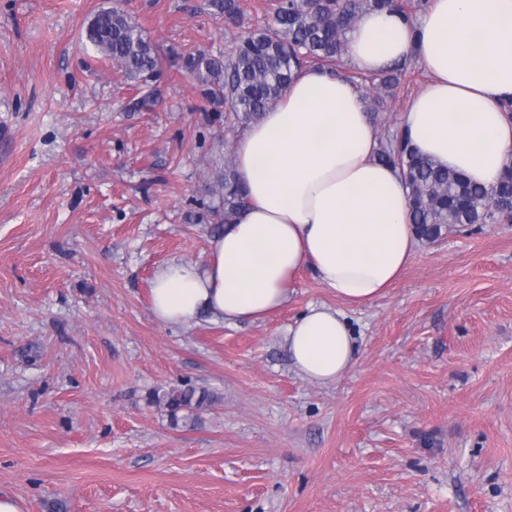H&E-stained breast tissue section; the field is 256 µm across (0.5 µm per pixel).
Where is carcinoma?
<instances>
[{
  "label": "carcinoma",
  "instance_id": "obj_1",
  "mask_svg": "<svg viewBox=\"0 0 512 512\" xmlns=\"http://www.w3.org/2000/svg\"><path fill=\"white\" fill-rule=\"evenodd\" d=\"M225 22L235 25L242 13L240 0H215ZM388 10L411 21L407 0H277L270 19L261 28H246L229 55L199 52L181 58V68L201 87L202 97L213 105H224L242 126L259 120L275 107L293 76L307 67L326 69L337 75L338 62L346 54L348 34L359 18L370 11ZM86 40L105 59L119 65L143 94L128 103V110L149 111L156 104L153 84L160 74L155 46L120 7L98 11L85 31ZM403 65L396 63L377 73L372 81L394 94ZM379 160L401 170L407 187L412 223L421 238L437 240L448 226L512 224V166L487 190L461 175L408 148L401 130L387 135L380 144ZM219 205L214 213L233 219L247 203L248 194L239 181L236 163L224 164ZM213 393L193 386L174 387L153 402L168 408L170 421L195 424L194 412L212 403ZM188 411L178 417L181 411Z\"/></svg>",
  "mask_w": 512,
  "mask_h": 512
}]
</instances>
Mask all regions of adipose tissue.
Segmentation results:
<instances>
[{
    "mask_svg": "<svg viewBox=\"0 0 512 512\" xmlns=\"http://www.w3.org/2000/svg\"><path fill=\"white\" fill-rule=\"evenodd\" d=\"M412 53L429 82L401 117L411 148L492 188L512 164V117L500 107L512 98V0H430L412 22L370 12L349 35L347 57L365 72ZM378 149L355 86L304 69L238 141L247 208L214 234L205 265L157 270L153 317L171 326L203 317L259 322L287 304L299 271L310 270L338 304L309 305L283 342L303 379L336 382L358 348L345 307L384 296L418 248L403 177L379 162Z\"/></svg>",
    "mask_w": 512,
    "mask_h": 512,
    "instance_id": "obj_1",
    "label": "adipose tissue"
}]
</instances>
